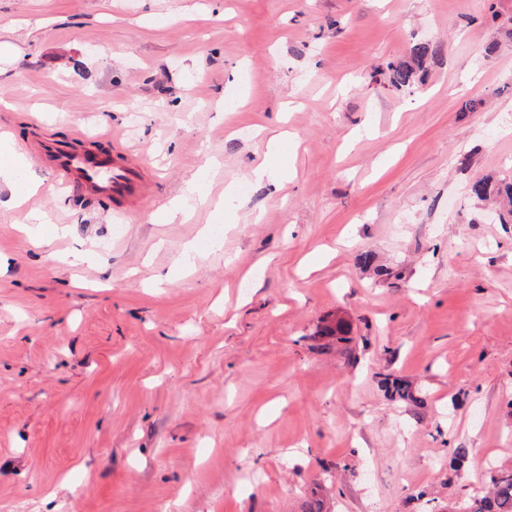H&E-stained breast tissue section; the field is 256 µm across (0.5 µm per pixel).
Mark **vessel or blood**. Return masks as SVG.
Returning a JSON list of instances; mask_svg holds the SVG:
<instances>
[{"label": "vessel or blood", "mask_w": 512, "mask_h": 512, "mask_svg": "<svg viewBox=\"0 0 512 512\" xmlns=\"http://www.w3.org/2000/svg\"><path fill=\"white\" fill-rule=\"evenodd\" d=\"M39 159L53 173L56 185L72 187L79 193L110 198L114 206L143 200L149 178L142 156L132 151L75 153L53 140L41 142Z\"/></svg>", "instance_id": "1"}]
</instances>
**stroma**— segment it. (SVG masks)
<instances>
[{
    "instance_id": "stroma-1",
    "label": "stroma",
    "mask_w": 512,
    "mask_h": 512,
    "mask_svg": "<svg viewBox=\"0 0 512 512\" xmlns=\"http://www.w3.org/2000/svg\"><path fill=\"white\" fill-rule=\"evenodd\" d=\"M511 17L0 0V134L42 184L13 210L0 183V512H301L316 487L329 512H437L512 469V223L468 193L512 178ZM421 42L435 58L389 88L380 67ZM108 129L148 158L146 207L113 214L29 155ZM275 129L286 175L253 181ZM190 181L208 205L164 223ZM28 211L51 221L24 233Z\"/></svg>"
}]
</instances>
